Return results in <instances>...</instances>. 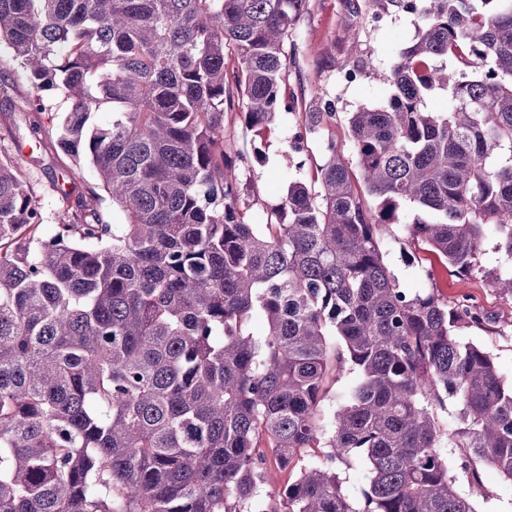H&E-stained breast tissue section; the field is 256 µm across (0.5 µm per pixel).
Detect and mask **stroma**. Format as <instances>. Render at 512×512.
<instances>
[{
  "instance_id": "obj_1",
  "label": "stroma",
  "mask_w": 512,
  "mask_h": 512,
  "mask_svg": "<svg viewBox=\"0 0 512 512\" xmlns=\"http://www.w3.org/2000/svg\"><path fill=\"white\" fill-rule=\"evenodd\" d=\"M308 18L301 20L288 48V90L296 100L295 110L283 113L269 136L264 137L259 157L250 151L254 132L240 123L226 120L237 149L249 152L248 166L239 177L244 184L242 200L251 223H266L269 210L281 202L292 181L311 182L315 167L322 161L319 137L308 140L306 151H291L289 144L296 132L298 114L312 103L317 90L329 92L336 101V122L332 126L336 150L348 166H356L357 156L347 132L349 113L363 107L387 105L390 87L387 76L400 50L415 36L418 20L406 13H390L377 22L370 17L351 16L348 0H314ZM372 57L373 70L367 77L350 85L340 84L338 75L354 62ZM29 93L23 69L13 58L11 49L0 46V155L11 159L29 176L45 214L40 234L52 232L57 216L68 205L53 190L52 177L69 158L58 145V135L68 104L50 94L41 112L21 111ZM39 123L45 134L34 140L31 123ZM385 259L401 287L410 292L433 289L452 302L470 296L480 309L498 315L496 328H469L464 341L486 348L493 356L502 378L512 382V304L501 299L483 278H463L454 268L434 255L409 244L407 227L391 225L384 233ZM448 458L456 478L458 493L470 499L476 512H512V481L502 478L492 468L479 469V484H472L458 466V449L447 447Z\"/></svg>"
}]
</instances>
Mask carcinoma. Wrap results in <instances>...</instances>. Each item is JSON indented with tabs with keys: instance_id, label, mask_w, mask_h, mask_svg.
Wrapping results in <instances>:
<instances>
[{
	"instance_id": "cac0c4a2",
	"label": "carcinoma",
	"mask_w": 512,
	"mask_h": 512,
	"mask_svg": "<svg viewBox=\"0 0 512 512\" xmlns=\"http://www.w3.org/2000/svg\"><path fill=\"white\" fill-rule=\"evenodd\" d=\"M350 4L418 19L388 106L347 119L355 174L316 96L290 149L318 133L322 164L262 228L224 117L261 137L293 109L287 46L312 0H0L23 111L68 102L60 148L99 178L37 238L40 203L0 157V512H475L441 451L448 394L461 469L512 481V383L460 335L497 316L400 288L381 245L406 217L422 250L512 302V271L480 261L490 231L512 261V0ZM435 90L448 111L427 110ZM74 180L63 167L53 187ZM353 457L358 505L338 474ZM270 462L296 477L262 495ZM356 377V373H349V371H347L342 375L338 382L332 386L330 395L324 405L326 416H329L338 409L342 401V397L356 383ZM461 406L454 397L448 396L444 408L437 409V418L442 430L450 435L460 426Z\"/></svg>"
}]
</instances>
